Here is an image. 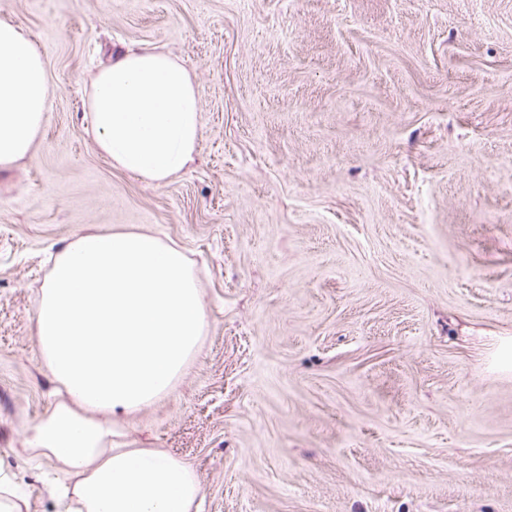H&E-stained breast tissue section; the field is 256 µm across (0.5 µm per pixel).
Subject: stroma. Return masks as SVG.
<instances>
[{
	"label": "stroma",
	"mask_w": 512,
	"mask_h": 512,
	"mask_svg": "<svg viewBox=\"0 0 512 512\" xmlns=\"http://www.w3.org/2000/svg\"><path fill=\"white\" fill-rule=\"evenodd\" d=\"M56 93L0 177V472L64 512L26 424L48 249L148 228L208 315L171 392L117 422L189 464L201 512H512V0H0ZM178 58L196 153L155 185L83 99L125 46Z\"/></svg>",
	"instance_id": "1"
}]
</instances>
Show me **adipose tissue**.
I'll list each match as a JSON object with an SVG mask.
<instances>
[{
  "label": "adipose tissue",
  "mask_w": 512,
  "mask_h": 512,
  "mask_svg": "<svg viewBox=\"0 0 512 512\" xmlns=\"http://www.w3.org/2000/svg\"><path fill=\"white\" fill-rule=\"evenodd\" d=\"M53 95L42 53L21 25L0 19V173L29 156ZM85 110L99 155L150 184L181 173L198 144L192 75L150 46L98 69ZM206 327L185 253L154 232L83 233L63 248L41 293L36 339L65 394L27 425L25 442L61 464L67 512H198L190 465L113 436L117 417L170 392Z\"/></svg>",
  "instance_id": "adipose-tissue-1"
}]
</instances>
